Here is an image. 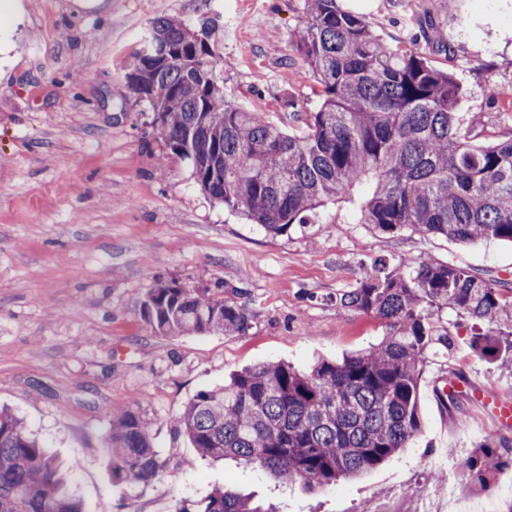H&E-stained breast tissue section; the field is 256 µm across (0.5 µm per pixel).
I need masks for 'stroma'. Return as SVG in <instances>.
Segmentation results:
<instances>
[{
	"label": "stroma",
	"instance_id": "35a3bbf8",
	"mask_svg": "<svg viewBox=\"0 0 512 512\" xmlns=\"http://www.w3.org/2000/svg\"><path fill=\"white\" fill-rule=\"evenodd\" d=\"M0 0V406L70 464L88 512H173L229 484L277 512H376L382 499L483 494L458 481L453 458L512 429L471 400L448 414L434 389L442 377L487 393L512 388V352L478 357L470 325L456 329L447 358L420 381L422 427L411 448L325 491L282 484L253 466L200 460L173 420L200 390L245 367L281 361L308 369L316 357L378 343L386 323L344 308L374 260L393 256L474 269L512 289V243L475 244L356 221L330 203L313 223L269 235L210 200L188 162L171 154L126 72L153 19L221 23L226 98L267 121L302 126L289 102L316 110L320 86L291 48L302 0ZM365 16L383 44H416L460 86L462 130L478 143L512 137V106L489 86L512 84V0H341ZM247 304L248 335L161 336L141 302L156 281ZM148 422L161 475L113 479L102 439L114 407ZM447 476L433 481L434 472Z\"/></svg>",
	"mask_w": 512,
	"mask_h": 512
}]
</instances>
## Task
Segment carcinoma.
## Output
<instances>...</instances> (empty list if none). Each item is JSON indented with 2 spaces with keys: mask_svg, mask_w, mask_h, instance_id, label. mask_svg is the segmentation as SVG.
<instances>
[{
  "mask_svg": "<svg viewBox=\"0 0 512 512\" xmlns=\"http://www.w3.org/2000/svg\"><path fill=\"white\" fill-rule=\"evenodd\" d=\"M304 10L292 49L320 85L321 101L314 112L288 102L291 118L306 127L300 136L224 97L215 75L217 19L197 28L164 16L151 22L126 79L200 189L283 236L327 202L353 200L357 186L373 179L357 206L360 224L388 235L512 242V138L483 145L462 134L456 79L418 49L380 43L365 18L338 0H304ZM165 51L174 61L160 66L156 56ZM336 302L384 320L389 335L306 371L267 362L199 391L176 428L200 459L254 464L321 490L411 447L421 428L423 367L429 356L451 353V329L461 321L481 323L472 340L478 356L512 349V299L477 270L379 259ZM140 318L164 336L246 335L256 315L245 304L160 283L146 293ZM103 448L116 480L148 482L162 467L149 425L133 409L112 414ZM506 464L512 448L492 442L454 461L485 486ZM67 474L20 419L0 411V512H83ZM174 512L275 510L217 487L200 501L178 502Z\"/></svg>",
  "mask_w": 512,
  "mask_h": 512,
  "instance_id": "cac0c4a2",
  "label": "carcinoma"
}]
</instances>
